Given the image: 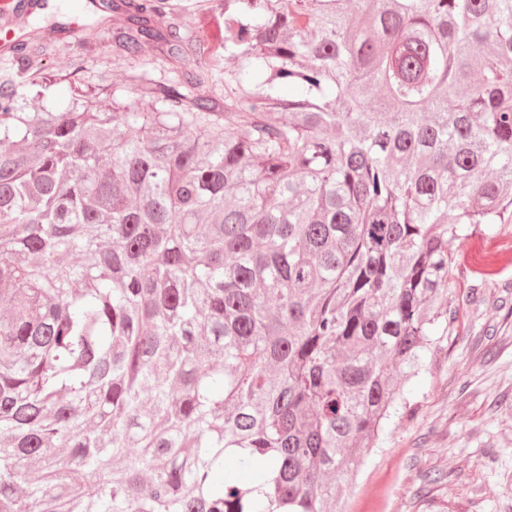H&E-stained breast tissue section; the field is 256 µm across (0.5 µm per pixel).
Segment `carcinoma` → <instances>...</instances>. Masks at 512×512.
Instances as JSON below:
<instances>
[{"instance_id":"1","label":"carcinoma","mask_w":512,"mask_h":512,"mask_svg":"<svg viewBox=\"0 0 512 512\" xmlns=\"http://www.w3.org/2000/svg\"><path fill=\"white\" fill-rule=\"evenodd\" d=\"M99 6L145 109L0 76V512H343L512 224V0Z\"/></svg>"}]
</instances>
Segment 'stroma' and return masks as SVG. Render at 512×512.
Segmentation results:
<instances>
[{"instance_id": "obj_1", "label": "stroma", "mask_w": 512, "mask_h": 512, "mask_svg": "<svg viewBox=\"0 0 512 512\" xmlns=\"http://www.w3.org/2000/svg\"><path fill=\"white\" fill-rule=\"evenodd\" d=\"M91 0H47L29 18L0 26L26 35L29 25L64 28L99 20ZM83 52L58 49L47 61L55 81L44 101L63 104L69 86L102 88L104 106H137L126 86L127 66L117 60L112 25ZM446 304L454 318L404 392L409 418L386 425L365 450L347 512H512V262L477 274L472 253L512 254V224L486 236L457 241ZM429 473L441 482L425 484Z\"/></svg>"}]
</instances>
